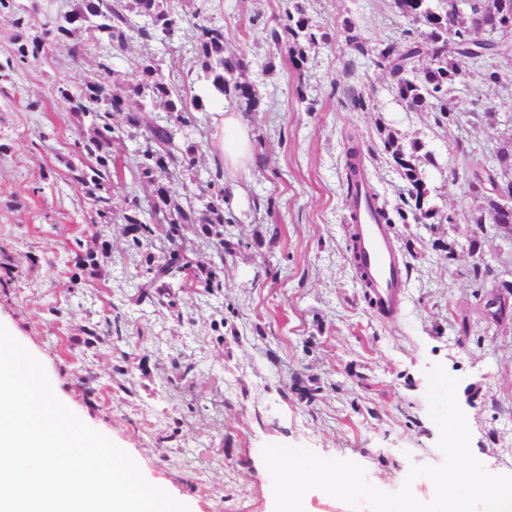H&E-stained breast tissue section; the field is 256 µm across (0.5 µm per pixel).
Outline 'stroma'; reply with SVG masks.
Wrapping results in <instances>:
<instances>
[{
	"mask_svg": "<svg viewBox=\"0 0 512 512\" xmlns=\"http://www.w3.org/2000/svg\"><path fill=\"white\" fill-rule=\"evenodd\" d=\"M317 21H355L363 51L343 37L318 45L302 69L265 40L285 0H194L223 25L251 65L242 76L261 99L248 124L254 151L248 177L230 187L224 238L235 253L222 290L178 293L170 310L134 304L141 257L117 224L89 220L91 201L67 168L88 131L74 126L57 86L78 91L106 44L47 46L0 83V324L45 367L59 399L125 449L144 478L190 512H274L268 444L307 447L351 460L368 481L398 491L411 465H437L439 429L429 415L428 373L442 365L458 379L457 401L484 469L512 474V322L495 325L474 307L470 270L494 257L498 280L512 281V233L471 251L469 162L512 126V55L488 59L502 80L487 86L469 59L456 95L489 100L490 111L460 121L407 110L374 49L399 39L406 21L393 0H302ZM162 61L176 85L205 96L211 86L189 52L186 31L166 44L129 41L112 67L129 83L147 58ZM362 96L364 108L350 95ZM418 139L432 154L425 176L434 203L454 225L429 232L396 223L390 236L406 262L399 309H373L350 260L343 157L356 139L368 181L388 209L402 182L384 152L381 127ZM280 227L270 237L267 225ZM110 243L96 277L72 286L79 247ZM452 243L453 259L432 247ZM121 314L123 340L86 332ZM471 331L462 334L461 318ZM195 366L178 381L170 362ZM315 390L300 398L299 387Z\"/></svg>",
	"mask_w": 512,
	"mask_h": 512,
	"instance_id": "35a3bbf8",
	"label": "stroma"
}]
</instances>
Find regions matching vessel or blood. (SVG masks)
<instances>
[{"label": "vessel or blood", "instance_id": "obj_1", "mask_svg": "<svg viewBox=\"0 0 512 512\" xmlns=\"http://www.w3.org/2000/svg\"><path fill=\"white\" fill-rule=\"evenodd\" d=\"M353 206L358 213L353 233L361 271L368 282L377 313H392L405 283V262L394 250L387 225L378 223L367 195H359Z\"/></svg>", "mask_w": 512, "mask_h": 512}]
</instances>
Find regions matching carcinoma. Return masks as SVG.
Listing matches in <instances>:
<instances>
[{"label":"carcinoma","instance_id":"cac0c4a2","mask_svg":"<svg viewBox=\"0 0 512 512\" xmlns=\"http://www.w3.org/2000/svg\"><path fill=\"white\" fill-rule=\"evenodd\" d=\"M399 14L420 29V39L408 40L403 46L394 42L381 43L376 48L375 64L386 69L392 79L393 91L409 110L430 109L447 121H456L464 114L458 104L449 102L451 89L462 71L459 59L470 57L472 49L483 50V57L508 53L512 42V0H394ZM14 15L17 33L12 37V49L0 61V79L17 62L37 59L50 44L74 39L84 31L89 38L104 33L112 49L122 51L129 41L156 40L171 28H181L183 17L175 0H74L62 20L43 24L41 35L28 38L24 30L31 19L17 0H0V12ZM341 29L345 41L356 50L364 51L356 23L345 19ZM482 34L477 40L474 35ZM333 39L329 26L309 16L300 0H290L288 8L275 27L266 33V40L275 46L288 48V57L300 68L306 63L309 49ZM190 53L202 65L205 78L228 101L229 106L240 102L257 104L253 85L238 80L249 68L247 57L226 49L224 27L203 18L193 26L189 36ZM112 55L98 61V71L85 81L80 95L75 97L65 86L57 87L60 99L69 104L76 125L89 126L91 134L78 145L87 158L82 166L72 167L75 179L85 185L93 201L95 224H120L128 248L142 256V282L136 301H156L173 304V290L188 282L208 289L223 287L224 267L234 255V247L224 242V162L214 157V166L207 171L205 181L195 170L196 153L200 145L176 139V129L195 125L194 112L202 111L206 103L190 97L187 88L169 82L155 60L147 59L141 67V78L135 84H124L111 78ZM139 99L140 112L126 116L127 129L112 127V113L125 111L128 100ZM161 107L168 112L166 124L146 121L142 113ZM137 141L133 161L137 175L152 187L148 211L160 214V220H146L145 210L133 200L117 211L112 197V164L114 152L125 140ZM383 150L394 163L405 193L403 205L397 211L402 221L409 219L429 230L443 224H454L452 214H444L431 202V189L423 177V166L432 162L425 144L415 140L403 144L389 130L383 139ZM346 200H351L367 184L363 153L358 143L350 141L345 151ZM499 178L498 189L512 194V132L500 138L492 158L470 165L469 177L475 180ZM482 205L469 217L480 231L485 225L497 228L512 224L499 209L496 195L479 194ZM213 241L214 249L206 267L193 264L194 250L184 246L185 230ZM77 266L84 275L98 272L96 253L89 249L77 253Z\"/></svg>","mask_w":512,"mask_h":512}]
</instances>
